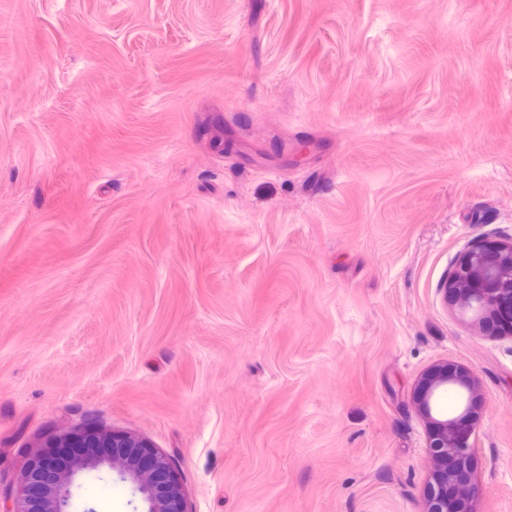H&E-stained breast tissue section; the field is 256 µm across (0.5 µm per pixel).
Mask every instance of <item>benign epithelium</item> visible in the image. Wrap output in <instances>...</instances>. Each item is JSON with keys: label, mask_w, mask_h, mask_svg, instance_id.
<instances>
[{"label": "benign epithelium", "mask_w": 512, "mask_h": 512, "mask_svg": "<svg viewBox=\"0 0 512 512\" xmlns=\"http://www.w3.org/2000/svg\"><path fill=\"white\" fill-rule=\"evenodd\" d=\"M448 294L461 315L480 324L498 308L505 309L512 330V241L480 243L470 248L448 280ZM477 386L467 368L450 363L427 370L414 400L428 427V451L435 461L449 458L455 469L470 466L475 443L473 404ZM442 387L463 392L462 410L434 415V398ZM43 452L21 475L12 506L3 512H74L73 488L84 473L117 472L130 481L147 504L145 512H186L184 494L172 464L138 436L96 426L55 430L38 440ZM427 512H457L448 507L445 487L427 488Z\"/></svg>", "instance_id": "obj_1"}]
</instances>
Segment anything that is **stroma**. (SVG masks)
I'll return each instance as SVG.
<instances>
[{
    "mask_svg": "<svg viewBox=\"0 0 512 512\" xmlns=\"http://www.w3.org/2000/svg\"><path fill=\"white\" fill-rule=\"evenodd\" d=\"M509 240L512 0H0V489L89 424L187 512H426L452 362L512 512V335L445 297ZM420 383L414 391V400L428 427L431 458L437 462L449 457L456 470L467 466L470 477L476 432L473 404L477 383L474 374L465 367L445 363L427 370L422 374ZM442 387L463 392L465 401L458 414L443 418L434 415V398Z\"/></svg>",
    "mask_w": 512,
    "mask_h": 512,
    "instance_id": "1",
    "label": "stroma"
}]
</instances>
